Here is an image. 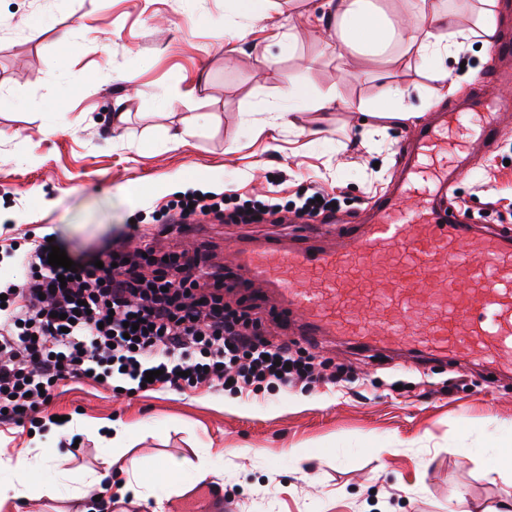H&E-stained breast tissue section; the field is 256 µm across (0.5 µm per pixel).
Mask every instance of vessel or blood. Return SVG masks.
Returning a JSON list of instances; mask_svg holds the SVG:
<instances>
[{"mask_svg": "<svg viewBox=\"0 0 512 512\" xmlns=\"http://www.w3.org/2000/svg\"><path fill=\"white\" fill-rule=\"evenodd\" d=\"M457 120L442 113L421 125L408 146V174L395 192L374 198L371 223L307 229L286 245L278 239L240 244L241 267L276 288L279 317L298 316L307 344L339 337L365 353L451 362L463 353L512 373V237L462 223L442 208V189L465 176V167L427 171L417 163L441 152ZM327 236L335 237V247L322 246ZM362 266L376 272V289L345 284ZM304 279L311 287L299 288ZM363 308L382 324L381 336L360 323Z\"/></svg>", "mask_w": 512, "mask_h": 512, "instance_id": "b4317fda", "label": "vessel or blood"}]
</instances>
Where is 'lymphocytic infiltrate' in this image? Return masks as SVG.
<instances>
[{"label": "lymphocytic infiltrate", "mask_w": 512, "mask_h": 512, "mask_svg": "<svg viewBox=\"0 0 512 512\" xmlns=\"http://www.w3.org/2000/svg\"><path fill=\"white\" fill-rule=\"evenodd\" d=\"M172 224H191L197 216L225 217L233 224H253L282 212L277 199L256 210L225 212L224 198L192 195L171 206ZM116 238L100 262L77 260L67 284L61 268L48 262L51 244L39 242L17 255L26 270L21 283L5 282L0 306V422L22 425L48 406L58 383L90 375L104 384L121 381L128 394L157 384L173 390L201 386L222 391L253 390L315 383L311 355L287 343L263 339L259 323L226 308L221 295L204 282H222L220 272L200 270L196 258L169 254L145 270L142 253H128ZM86 313H78L79 302ZM73 323H65V316ZM133 331H126L125 323ZM156 372L147 381L146 372Z\"/></svg>", "instance_id": "lymphocytic-infiltrate-1"}]
</instances>
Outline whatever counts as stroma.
<instances>
[{"mask_svg": "<svg viewBox=\"0 0 512 512\" xmlns=\"http://www.w3.org/2000/svg\"><path fill=\"white\" fill-rule=\"evenodd\" d=\"M324 0H275L269 17L247 20L238 0H0V224L14 236L53 235L66 254L93 257L135 223L147 229L163 209L193 191L247 200H296L316 186L338 197L336 220H359L372 198L400 178L406 146L423 121L463 112L460 134L469 176L447 192L461 214L512 234V103L478 78L495 65L492 48L460 49L458 87L445 93L426 63L395 47L341 64L328 49ZM283 49L263 63L264 47ZM133 82H126V75ZM403 86L418 117L394 120L385 138L359 144L362 115L352 99L383 109V90ZM340 98L328 110L287 117V93ZM126 96L130 120L112 128V102ZM498 125L486 149L471 133L484 116ZM184 141L172 147L171 133ZM291 224H221L159 234L156 253L199 251L226 275L224 300L257 308L267 335L295 343L278 294L243 289L233 248L246 237L292 235ZM325 366L352 368L342 387L287 391L169 388L126 395L89 379L59 382L30 427L0 423V484L19 450L45 448L62 468L96 467L111 426L130 432L129 454L144 469L183 464L181 496L206 481L224 512H505L512 465L491 464L512 445V378L461 362L412 367L355 354L344 343L317 350ZM401 389H394V382ZM63 417L55 425L53 417ZM302 449V457L291 449ZM210 470L199 477V465Z\"/></svg>", "mask_w": 512, "mask_h": 512, "instance_id": "obj_1", "label": "stroma"}]
</instances>
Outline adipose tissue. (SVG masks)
Listing matches in <instances>:
<instances>
[{
    "instance_id": "obj_1",
    "label": "adipose tissue",
    "mask_w": 512,
    "mask_h": 512,
    "mask_svg": "<svg viewBox=\"0 0 512 512\" xmlns=\"http://www.w3.org/2000/svg\"><path fill=\"white\" fill-rule=\"evenodd\" d=\"M476 29L470 30L456 23L452 12L445 9L442 0H415L413 19L405 31H397L389 13L376 5L375 0H326L331 14L330 25L336 31V44L340 59L354 54L383 55L395 37H402L407 51L416 57L431 61L435 78L447 81V61L468 45L474 31H481L484 38H492L497 27L496 0H481ZM112 451L104 455L105 467H116L126 472L128 479L124 490L135 503L152 502L153 512H164L162 501H151L156 485L173 486L177 474L182 470L179 462L172 461L162 466L152 478L138 474L134 462L125 458L127 432L115 430ZM53 459L46 454L17 455L11 464L17 480L8 487H0V508L7 500L29 495L37 479V471L51 467Z\"/></svg>"
}]
</instances>
